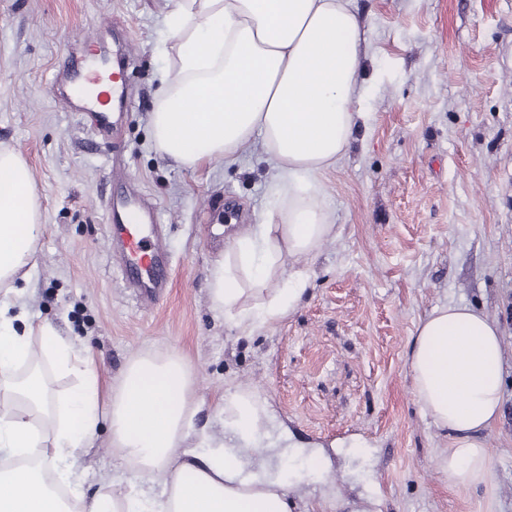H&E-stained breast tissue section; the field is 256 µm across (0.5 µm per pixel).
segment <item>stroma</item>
<instances>
[{"instance_id":"35a3bbf8","label":"stroma","mask_w":512,"mask_h":512,"mask_svg":"<svg viewBox=\"0 0 512 512\" xmlns=\"http://www.w3.org/2000/svg\"><path fill=\"white\" fill-rule=\"evenodd\" d=\"M366 30V134L321 177L338 234L299 260L297 309L248 332L210 304L208 271L233 226L268 218L261 146L238 163L182 167L159 155L149 116L170 45L168 0H0V145L30 166L42 226L37 265L12 314L54 321L92 349L104 385L136 354L175 351L192 372L197 428L224 438V390L267 399L271 439L322 451L324 488L367 512H512V0H354ZM118 53L129 99L107 142L47 88L75 38ZM162 217L171 286L151 309L124 288L109 252L113 182ZM480 307L504 336L505 388L484 435L492 478L449 486L447 442L411 389L415 327L442 303ZM86 496L143 475L101 427L79 453Z\"/></svg>"}]
</instances>
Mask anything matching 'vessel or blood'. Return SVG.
<instances>
[{
	"label": "vessel or blood",
	"mask_w": 512,
	"mask_h": 512,
	"mask_svg": "<svg viewBox=\"0 0 512 512\" xmlns=\"http://www.w3.org/2000/svg\"><path fill=\"white\" fill-rule=\"evenodd\" d=\"M99 72L88 70L78 55H70L55 74L50 96L61 99L69 111L81 112L90 119L94 136L107 138L113 130L110 116L97 108L102 94ZM110 230L107 246L142 305L157 303L169 286L171 261L162 244L158 213L147 208L141 197L130 189L110 197L107 203Z\"/></svg>",
	"instance_id": "vessel-or-blood-1"
}]
</instances>
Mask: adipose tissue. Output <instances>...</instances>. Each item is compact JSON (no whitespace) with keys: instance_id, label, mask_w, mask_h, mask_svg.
I'll list each match as a JSON object with an SVG mask.
<instances>
[{"instance_id":"adipose-tissue-1","label":"adipose tissue","mask_w":512,"mask_h":512,"mask_svg":"<svg viewBox=\"0 0 512 512\" xmlns=\"http://www.w3.org/2000/svg\"><path fill=\"white\" fill-rule=\"evenodd\" d=\"M173 54L150 117L154 147L192 168L235 161L261 142L275 176L269 217L239 226L209 271L214 309L243 328L277 322L310 286L300 258L336 234L320 175L348 152L369 117L359 108L365 31L352 0H170ZM41 208L33 173L0 145V292L28 281ZM504 338L468 304H441L417 324L407 367L412 393L448 441L440 467L453 487L485 483L481 434L503 396ZM75 376L51 392L44 367ZM191 374L175 353L133 357L104 391L87 346L47 320L16 328L0 306V512H293L289 486L257 446L270 419L249 389L224 393L228 441L197 432ZM113 447L161 488L81 493L73 460L101 425Z\"/></svg>"}]
</instances>
